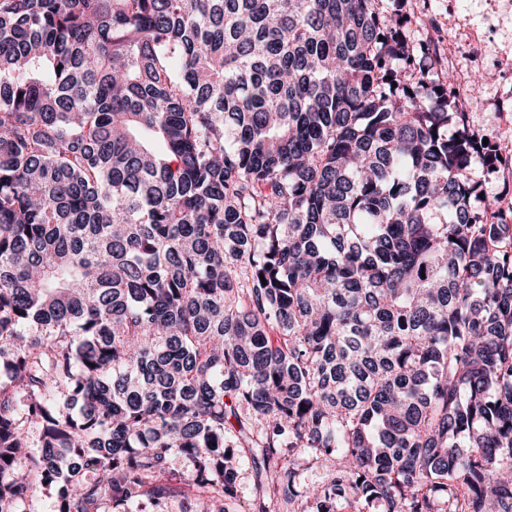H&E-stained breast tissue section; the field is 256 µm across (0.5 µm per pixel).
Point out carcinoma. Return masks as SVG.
Instances as JSON below:
<instances>
[{
  "instance_id": "cac0c4a2",
  "label": "carcinoma",
  "mask_w": 512,
  "mask_h": 512,
  "mask_svg": "<svg viewBox=\"0 0 512 512\" xmlns=\"http://www.w3.org/2000/svg\"><path fill=\"white\" fill-rule=\"evenodd\" d=\"M407 23L0 0V512H229L243 460L247 512H512V211ZM292 463L300 473L304 486L311 487L322 482L324 471L315 465L308 456H295L292 458Z\"/></svg>"
}]
</instances>
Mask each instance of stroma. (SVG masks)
<instances>
[{"mask_svg": "<svg viewBox=\"0 0 512 512\" xmlns=\"http://www.w3.org/2000/svg\"><path fill=\"white\" fill-rule=\"evenodd\" d=\"M410 37H442L447 67L440 80L459 88L471 126L504 151L496 170L482 174L486 199L512 201V0H408Z\"/></svg>", "mask_w": 512, "mask_h": 512, "instance_id": "1", "label": "stroma"}]
</instances>
